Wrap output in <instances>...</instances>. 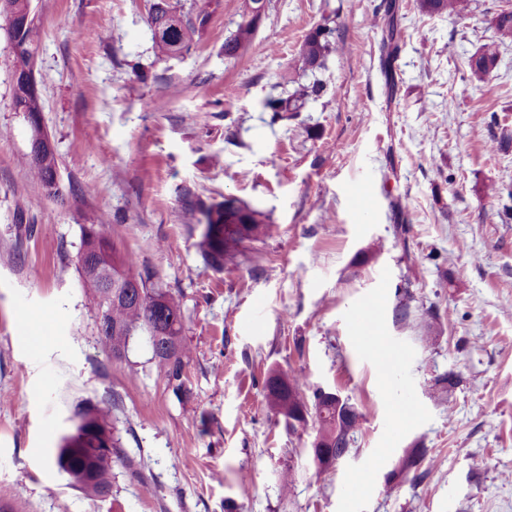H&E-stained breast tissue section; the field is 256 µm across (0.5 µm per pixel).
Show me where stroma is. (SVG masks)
<instances>
[{
  "mask_svg": "<svg viewBox=\"0 0 512 512\" xmlns=\"http://www.w3.org/2000/svg\"><path fill=\"white\" fill-rule=\"evenodd\" d=\"M152 3L35 0L61 200L22 163L0 16V512H512V148L488 147L512 137V44L467 81L502 0L459 17L417 0H270L255 47L232 58L244 0H219L192 50L165 61ZM328 15L344 51L322 72L327 96L269 125L264 98ZM187 192L235 197L269 231L213 270ZM99 222L180 295L190 402L143 342L122 360L104 350L77 270L80 227ZM371 301L366 340L356 314ZM451 370L460 385L437 394ZM274 371L361 414L322 479L313 427L268 406ZM108 401L120 452L111 492L91 498L50 457L81 406ZM414 448L422 479L386 490Z\"/></svg>",
  "mask_w": 512,
  "mask_h": 512,
  "instance_id": "1",
  "label": "stroma"
}]
</instances>
